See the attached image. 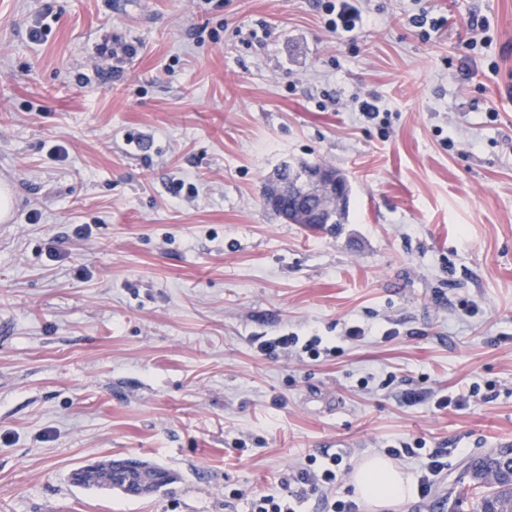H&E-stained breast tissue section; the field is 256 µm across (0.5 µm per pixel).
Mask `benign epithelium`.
Listing matches in <instances>:
<instances>
[{"label": "benign epithelium", "mask_w": 512, "mask_h": 512, "mask_svg": "<svg viewBox=\"0 0 512 512\" xmlns=\"http://www.w3.org/2000/svg\"><path fill=\"white\" fill-rule=\"evenodd\" d=\"M350 192L344 176L309 165L298 181L275 177L262 196L263 205L287 222L316 224L328 210L348 205Z\"/></svg>", "instance_id": "obj_1"}]
</instances>
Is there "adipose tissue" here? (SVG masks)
<instances>
[{
	"label": "adipose tissue",
	"mask_w": 512,
	"mask_h": 512,
	"mask_svg": "<svg viewBox=\"0 0 512 512\" xmlns=\"http://www.w3.org/2000/svg\"><path fill=\"white\" fill-rule=\"evenodd\" d=\"M353 487L368 505L383 508L410 501L415 493L411 477L399 465L383 456L365 459L357 469Z\"/></svg>",
	"instance_id": "ef3b65f1"
}]
</instances>
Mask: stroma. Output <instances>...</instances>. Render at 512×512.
<instances>
[{
  "mask_svg": "<svg viewBox=\"0 0 512 512\" xmlns=\"http://www.w3.org/2000/svg\"><path fill=\"white\" fill-rule=\"evenodd\" d=\"M318 3L0 0V512H248L309 456L417 438L448 465L386 512H452L512 447V0H370L351 40ZM422 8L448 19L427 40ZM288 161L346 176L347 223L264 207ZM284 334L336 353L251 342ZM105 457L174 481L70 483Z\"/></svg>",
  "mask_w": 512,
  "mask_h": 512,
  "instance_id": "obj_1",
  "label": "stroma"
}]
</instances>
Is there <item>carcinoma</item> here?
Returning <instances> with one entry per match:
<instances>
[{
    "instance_id": "1",
    "label": "carcinoma",
    "mask_w": 512,
    "mask_h": 512,
    "mask_svg": "<svg viewBox=\"0 0 512 512\" xmlns=\"http://www.w3.org/2000/svg\"><path fill=\"white\" fill-rule=\"evenodd\" d=\"M492 459L487 456L477 459L469 466V481L457 489L458 499L471 497L475 490L480 496L474 512H512V476L503 473L494 479L487 474ZM168 471L140 459L98 460L82 466L73 474V480L86 489L126 492V487L135 489L143 496L159 492L171 483L164 478Z\"/></svg>"
}]
</instances>
